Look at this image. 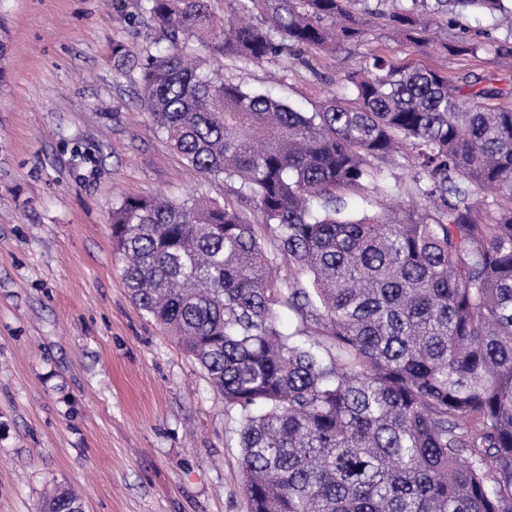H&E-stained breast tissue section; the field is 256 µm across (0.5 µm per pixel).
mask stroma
Returning <instances> with one entry per match:
<instances>
[{"mask_svg": "<svg viewBox=\"0 0 512 512\" xmlns=\"http://www.w3.org/2000/svg\"><path fill=\"white\" fill-rule=\"evenodd\" d=\"M137 0H0L12 50L0 94V512H36L74 489L85 512H247L242 452L205 374L132 302L112 242L125 196L237 203L190 170L112 69V42L159 34ZM418 50L375 24L363 42L305 63L212 60L225 77L311 108L369 54L491 79L512 105V28L465 10ZM476 56L450 50L460 38Z\"/></svg>", "mask_w": 512, "mask_h": 512, "instance_id": "obj_1", "label": "stroma"}]
</instances>
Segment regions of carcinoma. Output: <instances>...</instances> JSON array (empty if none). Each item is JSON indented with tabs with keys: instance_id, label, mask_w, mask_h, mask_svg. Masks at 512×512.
<instances>
[{
	"instance_id": "obj_1",
	"label": "carcinoma",
	"mask_w": 512,
	"mask_h": 512,
	"mask_svg": "<svg viewBox=\"0 0 512 512\" xmlns=\"http://www.w3.org/2000/svg\"><path fill=\"white\" fill-rule=\"evenodd\" d=\"M138 0L165 52L112 43L138 99L226 203L128 196L112 239L132 300L239 411L249 512H512V109L488 82L369 58L304 112L188 61L244 64L364 39L429 47L433 18L512 0ZM411 163L415 209L353 219L345 195ZM293 323L283 329L280 313ZM39 512H83L57 486Z\"/></svg>"
}]
</instances>
